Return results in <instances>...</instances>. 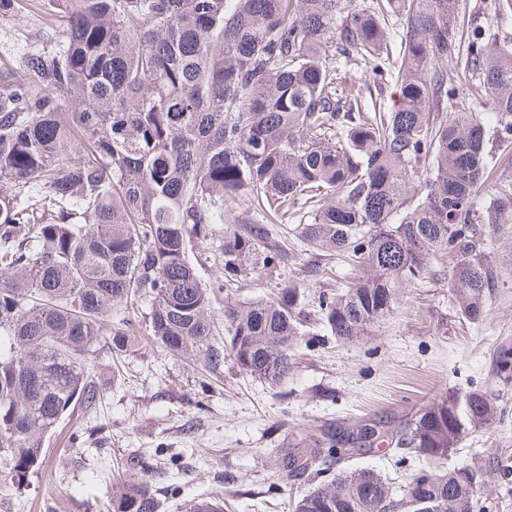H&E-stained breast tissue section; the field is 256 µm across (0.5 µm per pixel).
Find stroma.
<instances>
[{"label": "stroma", "mask_w": 512, "mask_h": 512, "mask_svg": "<svg viewBox=\"0 0 512 512\" xmlns=\"http://www.w3.org/2000/svg\"><path fill=\"white\" fill-rule=\"evenodd\" d=\"M21 12L0 15V60L20 66L28 48L43 44L45 0H25ZM271 233L290 261L280 273L249 279L236 301L268 295L277 283L308 267L348 269L327 253L303 250L293 225ZM501 286L479 324L456 311L446 275L401 289L394 314L359 343L340 342L322 326L298 347L288 382L272 387L240 372L232 358L202 391L203 371L183 357L139 345L124 358V380L112 385L95 416L75 412L48 438L22 485L0 479V512H101L119 475L139 477L143 454L178 456L179 465L153 474L161 512H186L191 500L216 496L224 512H292L306 481L277 478L278 448H300L326 433L369 421L397 427L446 390L492 385L493 352L512 342V224L490 232ZM83 435L69 442L75 429ZM512 458V418L492 420L451 451L447 468L469 464L473 452Z\"/></svg>", "instance_id": "stroma-1"}]
</instances>
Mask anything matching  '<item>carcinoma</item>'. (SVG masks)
<instances>
[{"label": "carcinoma", "mask_w": 512, "mask_h": 512, "mask_svg": "<svg viewBox=\"0 0 512 512\" xmlns=\"http://www.w3.org/2000/svg\"><path fill=\"white\" fill-rule=\"evenodd\" d=\"M510 15L512 0H493L462 30L458 0H61L62 38L0 64V475L22 480L75 407L99 409L94 359L143 332L277 386L310 319L363 341L439 260L458 311L480 322L499 288L486 229L512 223V183L491 165L493 146L512 147ZM356 68L378 90L395 82L393 107L358 101ZM243 204L255 217L224 219ZM275 221L359 275L314 291L300 272L267 298L226 299L220 341L218 294L287 257ZM217 224L224 279L207 287L189 251ZM144 300L142 329L130 309ZM494 380L512 382L509 345ZM508 413L488 388L446 390L389 433L282 449L278 479L311 482L293 512H418L424 481L429 512H486L481 487L511 475L508 460L439 465ZM377 438L437 468L396 485L352 464ZM138 464L145 475L112 483V512H159L154 461Z\"/></svg>", "instance_id": "carcinoma-1"}]
</instances>
